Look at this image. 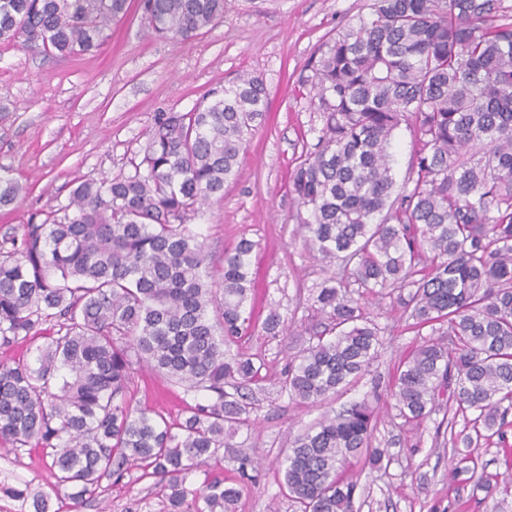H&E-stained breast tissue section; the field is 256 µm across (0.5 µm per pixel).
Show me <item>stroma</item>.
Masks as SVG:
<instances>
[{
	"instance_id": "35a3bbf8",
	"label": "stroma",
	"mask_w": 512,
	"mask_h": 512,
	"mask_svg": "<svg viewBox=\"0 0 512 512\" xmlns=\"http://www.w3.org/2000/svg\"><path fill=\"white\" fill-rule=\"evenodd\" d=\"M370 0H225L224 18L190 40L147 34L137 11L113 25L111 38L93 54L46 56L18 45L0 44V175L23 191L0 207V237L28 220L68 204L82 181L99 182L133 169L161 112H186L209 90L239 74L262 78L269 107L246 138L235 178L223 197L194 219L212 258L240 239L258 242L251 330L244 350L260 354L264 381L254 392L255 430L240 431L217 460L224 476L238 480L237 446L255 449L262 464L243 488L235 512H302L283 484L279 462L288 435L316 424L328 409L379 401L372 439L384 449L382 468L358 478L357 512H512V495L477 488L474 479L453 481V456L471 451L476 473L505 474L502 448L452 445L437 426L439 409L421 426L404 423L389 396V383L431 328L410 329L392 298L371 300L369 309L384 331L385 347L358 384L322 405L299 404L279 391L278 378L290 355L319 322L309 291L332 272L313 259L297 231L298 203L289 173L303 145L316 143L322 121L307 81L320 44L336 30L367 14ZM278 313L288 329L268 335L263 324ZM185 395L151 371L135 377L131 405L176 422L186 416ZM47 448L0 447V512H33L9 495L12 487L48 493L50 512H166L156 478L132 471L103 482L95 496L76 505L68 488H55Z\"/></svg>"
}]
</instances>
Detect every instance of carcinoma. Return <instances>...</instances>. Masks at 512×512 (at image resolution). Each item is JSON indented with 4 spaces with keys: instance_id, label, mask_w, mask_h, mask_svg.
I'll return each instance as SVG.
<instances>
[{
    "instance_id": "1",
    "label": "carcinoma",
    "mask_w": 512,
    "mask_h": 512,
    "mask_svg": "<svg viewBox=\"0 0 512 512\" xmlns=\"http://www.w3.org/2000/svg\"><path fill=\"white\" fill-rule=\"evenodd\" d=\"M137 8L159 38L188 40L224 18V0ZM129 9L0 0V42L87 54ZM310 84L323 126L290 191L299 231L336 273L311 293L327 323L289 358L281 393L313 405L356 383L382 346L361 299L396 290L412 326L437 333L393 377L405 422L452 402L471 429L449 420L452 443L512 447V13L504 0H370L321 45ZM267 105L263 79L241 75L188 112L158 114L131 173L79 183L68 205L0 241V343L59 326L34 363L0 360V445L52 449L58 484L79 503L136 468L167 491L166 512H233L240 489L209 462L256 426L240 389L263 381L265 363L230 347L249 327L258 244L242 238L216 263L190 221L224 194ZM403 123L416 140L398 187ZM20 192L0 176L1 206ZM144 367L205 402L175 424L132 408ZM376 419L362 400L289 438L283 481L302 512H355L358 479L346 471L382 463ZM415 133L412 127L402 124L394 133L392 169L398 187L407 179L413 155Z\"/></svg>"
}]
</instances>
